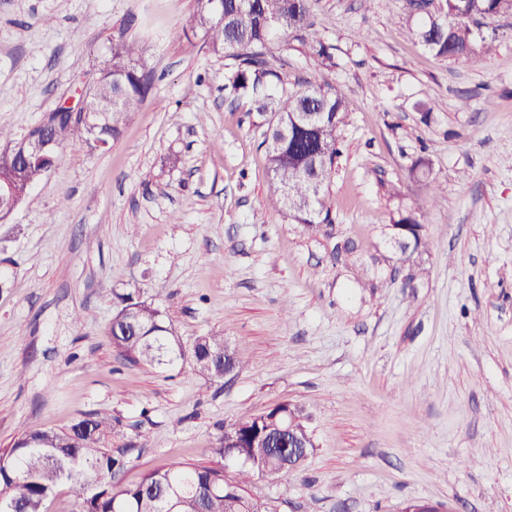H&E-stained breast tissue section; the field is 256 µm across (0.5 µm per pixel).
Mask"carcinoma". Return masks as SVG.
<instances>
[{
	"label": "carcinoma",
	"instance_id": "carcinoma-1",
	"mask_svg": "<svg viewBox=\"0 0 512 512\" xmlns=\"http://www.w3.org/2000/svg\"><path fill=\"white\" fill-rule=\"evenodd\" d=\"M312 0H195L187 24L203 32L208 47L233 60L225 86L250 100L255 111L266 117V144L271 171V205L284 208L292 221L308 232L328 234L333 218L323 196L342 154L340 128L347 123L348 102L334 88L278 90L279 76L268 65L266 49L279 33L307 34L306 41L320 56L327 55L317 33L312 31ZM424 4L407 0L410 16H418L410 34L430 52L459 60L486 56L494 39L478 37L472 25L496 14L499 0H438L430 12ZM95 92L83 106L99 112L112 105L97 126L101 147L116 140L151 88L149 75L134 47L114 42L98 63ZM305 112H319L317 122L301 121ZM51 135L57 145L70 140L88 141L89 129L69 112H52ZM43 177V167L34 159L24 160L4 148L0 150V185L7 183L12 197L0 196V209L19 204ZM119 309L107 328L112 343L131 363L170 366L187 362L208 380L224 373V367L241 368L243 353L236 349L224 356V337L200 336L187 348L167 315L141 298L140 291L115 295ZM290 405L280 403L249 420L224 427L214 450L239 458H256L257 466L238 473L237 487L224 484V472L185 462H174L163 470L146 474L134 486L121 485L125 459L103 445L112 434V419L90 415L78 420L67 432L34 429L7 452L0 454V512H45L55 490L65 485L73 497V512H275L267 499L244 493L243 484L257 475L270 482L288 474L283 463L285 440L272 452L261 454L254 447L259 436L284 415ZM292 409L303 410L294 404Z\"/></svg>",
	"mask_w": 512,
	"mask_h": 512
}]
</instances>
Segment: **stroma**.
<instances>
[{
    "label": "stroma",
    "instance_id": "stroma-1",
    "mask_svg": "<svg viewBox=\"0 0 512 512\" xmlns=\"http://www.w3.org/2000/svg\"><path fill=\"white\" fill-rule=\"evenodd\" d=\"M194 0H0V127L21 139L77 105L112 40L151 89L103 149L74 140L0 222V453L31 429L111 416L137 483L175 461L225 469L226 425L284 403L316 447L246 495L277 512H512V17L492 55L435 56L405 0H312L332 54L280 33L290 91L339 89L351 112L323 201L332 236L272 208L264 117L224 88L231 59L186 29ZM434 103L430 115L417 102ZM180 155L170 164V155ZM428 176L411 174L418 158ZM423 216L404 255L394 221ZM140 289L181 342L245 353L228 382L113 347V293Z\"/></svg>",
    "mask_w": 512,
    "mask_h": 512
}]
</instances>
